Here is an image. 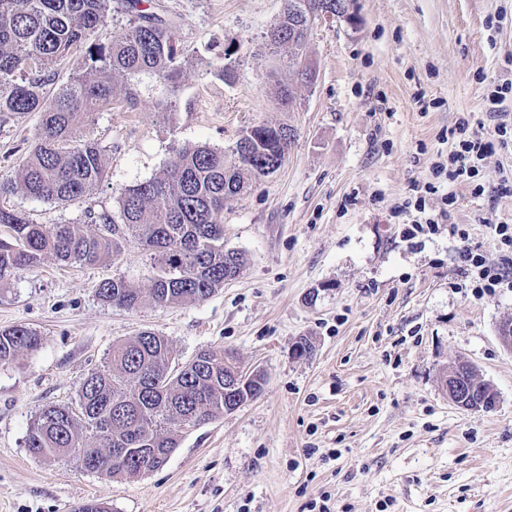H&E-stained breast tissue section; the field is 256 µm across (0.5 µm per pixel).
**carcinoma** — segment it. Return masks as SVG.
Instances as JSON below:
<instances>
[{"mask_svg": "<svg viewBox=\"0 0 512 512\" xmlns=\"http://www.w3.org/2000/svg\"><path fill=\"white\" fill-rule=\"evenodd\" d=\"M352 0H286L282 20L265 34L266 45L305 83L308 27L292 10L331 7L348 15ZM144 0H117L134 17L121 39H100L112 0H0V113H41L35 147L17 176L0 178V193L18 190L66 205L82 198L105 177L99 143L72 142L96 112L112 105L115 79L147 73L178 84L180 51L171 24ZM84 50L82 71L51 95L60 65ZM292 138L289 128L263 123L241 131L227 149L182 148L153 179L121 193L117 212L92 215L95 229L81 224H32L24 214L0 208V280L51 256L64 263L114 262L134 241L152 261L151 284L142 288L124 276L104 279L97 296L119 308L146 302L172 305L203 301L237 270L244 253L224 248V206L252 180L275 173ZM29 327L0 330V365L39 347ZM203 362L173 364L169 340L145 330L112 344L103 368L81 382L75 407L50 405L29 425L25 447L39 458L56 459L76 448L83 468L107 477H134L161 467L178 446L182 430L212 421L229 402L246 399L229 390L241 371L229 349L203 351Z\"/></svg>", "mask_w": 512, "mask_h": 512, "instance_id": "carcinoma-1", "label": "carcinoma"}]
</instances>
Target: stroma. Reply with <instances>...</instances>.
<instances>
[{"label":"stroma","mask_w":512,"mask_h":512,"mask_svg":"<svg viewBox=\"0 0 512 512\" xmlns=\"http://www.w3.org/2000/svg\"><path fill=\"white\" fill-rule=\"evenodd\" d=\"M181 48L177 86L116 79L111 110L84 131L104 149L105 181L71 205L0 196L35 224L89 225L120 194L170 165L179 149H224L249 126L285 125L294 141L279 170L224 209V245L240 276L206 300L126 310L96 285L123 276L148 287L150 259L128 242L116 262L54 258L0 283V329L25 325L40 346L0 365V512H512V352L498 339L512 288L475 298L462 287L460 244L447 231L407 239L414 186L431 182L426 212L455 194L450 221L493 250L492 226L512 223V194L473 197L434 176L450 131L492 140L488 81L512 78V0H353L350 15L315 25L295 78L264 47L285 0H154ZM239 58L233 83L220 70ZM167 112L160 120L159 112ZM37 112L0 117V175H17L36 143ZM144 330L169 339L176 363L233 349L263 370V395L183 431L161 468L107 478L73 458L25 446L49 405L71 406L113 343ZM311 356L293 353L299 338ZM472 364L498 395L494 411L449 403L440 375Z\"/></svg>","instance_id":"stroma-1"}]
</instances>
